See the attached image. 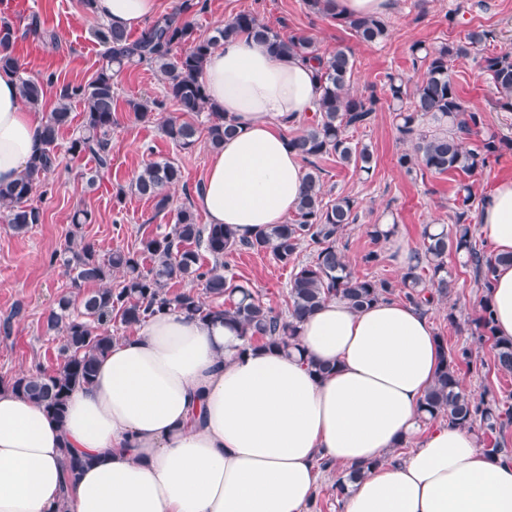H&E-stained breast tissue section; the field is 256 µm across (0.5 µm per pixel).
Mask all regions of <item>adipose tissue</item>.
<instances>
[{
    "label": "adipose tissue",
    "instance_id": "ef3b65f1",
    "mask_svg": "<svg viewBox=\"0 0 512 512\" xmlns=\"http://www.w3.org/2000/svg\"><path fill=\"white\" fill-rule=\"evenodd\" d=\"M157 9L91 5L126 31ZM316 72L245 34L209 54L198 80L236 132L195 191L208 223L250 238L287 221L304 169L281 120L315 112ZM44 124L16 73L0 69V184L40 154ZM477 222L494 253L512 254V179L495 184ZM489 299L496 336L512 339V265L498 267ZM440 359L429 317L398 300L327 301L285 352L248 346L220 319L158 314L113 340L62 419L0 386V512H309L324 460L365 470L343 512H512V457H488L468 429L422 421ZM414 437L419 446L395 458ZM68 451L91 459L73 482Z\"/></svg>",
    "mask_w": 512,
    "mask_h": 512
}]
</instances>
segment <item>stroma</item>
<instances>
[{
	"label": "stroma",
	"instance_id": "obj_1",
	"mask_svg": "<svg viewBox=\"0 0 512 512\" xmlns=\"http://www.w3.org/2000/svg\"><path fill=\"white\" fill-rule=\"evenodd\" d=\"M243 11L255 13L280 34L312 37L322 54H332L341 47L350 49L355 68L354 92H373L381 98L386 95L387 74L414 80L420 77L413 45L436 47L457 42L466 30L479 28L493 33L494 51L512 53V0H392V9L384 16L390 36L377 44L360 42L334 19L309 10L304 0H206L205 9H192L188 18L197 36L205 38L224 19ZM34 15L41 22L37 30L30 25ZM0 21L14 27V52L27 71L54 77L53 87L46 91L43 112L54 107L57 86L88 81L101 61L103 48L91 34L98 18L85 8L83 0H27L21 11L12 7L11 0H0ZM454 69L459 74L460 94L465 102L484 110L492 130L512 139V112L497 107V91L476 60H456ZM162 97L160 77L151 67L131 66L119 75L112 168L95 191L87 189L81 177L83 170L91 168V160L72 157L66 151L75 127L83 121L82 104H73L72 124L59 135V165L49 179L51 189L34 191L29 199L42 212L41 223L22 236L0 223V376H13L39 366L50 369L56 364L62 338L45 335L42 320L71 287L69 276L60 264L52 262L51 256L65 247L75 208L84 207L94 213L95 223L85 225L82 234L104 255L119 246H134L140 237L173 221L172 214H155L151 203L132 189L135 177L148 162L175 160L183 179L168 189L172 205L177 208L192 199L210 158L207 118L202 114L192 118L198 129L195 147L176 150L154 124L137 120L128 110L129 99ZM352 139L372 150L371 173L364 175L338 163L335 157L325 158L320 162L323 190L326 198L349 195L359 204V219L345 232L346 255L356 274L394 282L400 277V269L392 260L391 247L385 241L373 245L368 225L397 224L410 246H421L425 225L448 223L459 178L453 174L409 173L400 168L397 158L407 145L399 140L394 114L388 107L375 112L369 126L354 132ZM119 191L124 194L120 200L115 197ZM375 246L380 248L383 260L379 265L365 266L361 257ZM225 262L228 275L249 283L266 303L284 307L288 268L274 264L265 254L244 249L226 256ZM448 266L458 286L449 300H437L429 306L434 331L444 338L448 349L470 347L474 359L481 362V369L461 374L467 393L485 394L512 404V374L496 369L489 341L474 332L472 320L482 291L476 287L472 271L464 266L462 257L450 255ZM452 312L457 315L453 325L448 322Z\"/></svg>",
	"mask_w": 512,
	"mask_h": 512
}]
</instances>
